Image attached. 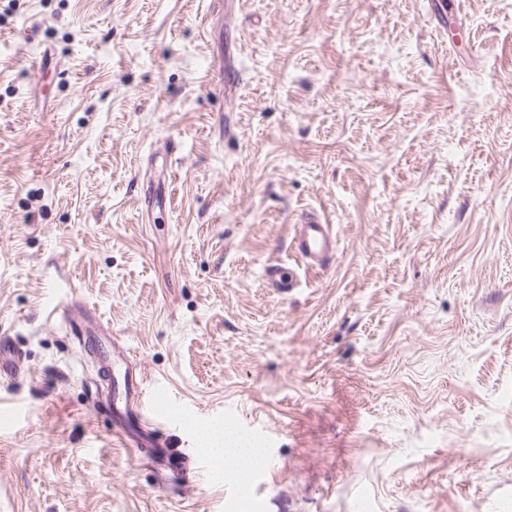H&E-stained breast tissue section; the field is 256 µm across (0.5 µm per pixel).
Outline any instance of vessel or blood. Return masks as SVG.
I'll return each mask as SVG.
<instances>
[{
    "label": "vessel or blood",
    "instance_id": "vessel-or-blood-1",
    "mask_svg": "<svg viewBox=\"0 0 512 512\" xmlns=\"http://www.w3.org/2000/svg\"><path fill=\"white\" fill-rule=\"evenodd\" d=\"M294 258L288 262L268 264L263 277L267 287L280 296H288L303 270H322L336 257V232L320 215H299L291 238ZM60 317L68 324L78 344L92 350L110 347L111 356L99 363L94 404L111 421V433L117 442L134 449L139 462L156 470L164 489L179 487L187 474V466L165 437L162 426L171 417L159 401L146 392L147 377L140 363L115 336L91 321L78 320L69 308H59ZM22 362L12 353L9 342H0V379L21 374Z\"/></svg>",
    "mask_w": 512,
    "mask_h": 512
}]
</instances>
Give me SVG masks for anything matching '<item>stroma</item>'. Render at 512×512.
Segmentation results:
<instances>
[{
  "mask_svg": "<svg viewBox=\"0 0 512 512\" xmlns=\"http://www.w3.org/2000/svg\"><path fill=\"white\" fill-rule=\"evenodd\" d=\"M461 7L0 0V512H512V0ZM304 211L336 259L283 299ZM74 300L244 482L113 443ZM12 345L0 342V379L15 378L22 373V360L17 353H11ZM237 433L240 436L236 437ZM245 435L224 424H215L209 428L206 453L216 468L241 476L257 465L260 457L255 448L246 447L242 440Z\"/></svg>",
  "mask_w": 512,
  "mask_h": 512,
  "instance_id": "1",
  "label": "stroma"
}]
</instances>
